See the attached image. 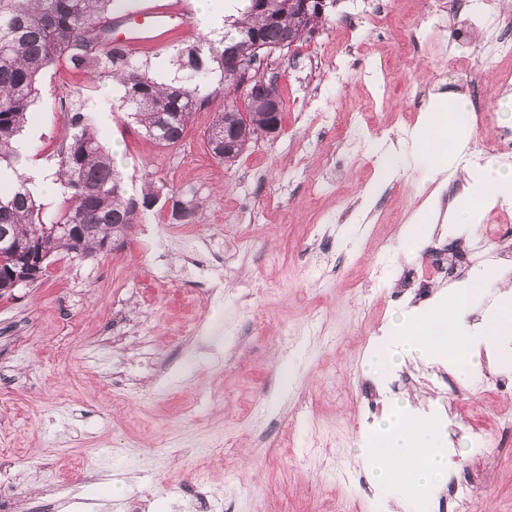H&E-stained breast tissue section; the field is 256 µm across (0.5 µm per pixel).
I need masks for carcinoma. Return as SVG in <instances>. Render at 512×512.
<instances>
[{
  "mask_svg": "<svg viewBox=\"0 0 512 512\" xmlns=\"http://www.w3.org/2000/svg\"><path fill=\"white\" fill-rule=\"evenodd\" d=\"M303 0H235V13L226 19L224 37H203L176 49L180 80L167 83L155 76L147 61L128 55L112 38V15L122 9L121 0H0V182L15 171L17 137L27 122L29 108L39 93L43 72L64 59L74 69L92 67L112 77L121 89L119 107L145 137L161 148L178 145L190 120L204 102L226 97L241 78L224 63L230 49L256 60L283 43L301 42L293 32ZM218 86L200 95V84L214 71ZM230 102L215 113L205 132L212 157L234 162L258 139L269 121V109L261 98L245 101L248 124L235 130V145L224 157V147L214 137L224 135ZM70 137L57 153L56 176L64 188L57 211L46 216L27 186L16 177L10 194L0 195V292L14 288L15 280L30 284L40 279L50 258L67 253L88 256L112 248L146 213L155 208L159 195L189 211L182 217L170 210V223L193 224L199 203L176 190L146 180L138 195H130L99 141L91 115L79 107L67 111ZM60 227L52 232L54 227Z\"/></svg>",
  "mask_w": 512,
  "mask_h": 512,
  "instance_id": "1",
  "label": "carcinoma"
}]
</instances>
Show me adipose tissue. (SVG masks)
<instances>
[{
    "label": "adipose tissue",
    "instance_id": "1",
    "mask_svg": "<svg viewBox=\"0 0 512 512\" xmlns=\"http://www.w3.org/2000/svg\"><path fill=\"white\" fill-rule=\"evenodd\" d=\"M451 116V122L447 123L431 113L422 122L428 166L449 167L464 146L456 137L457 130L468 124L464 101L454 103ZM471 193L473 206L456 210L454 223H475V207L488 196H512V167L488 168L474 173ZM489 286L484 271H475L462 287L449 289L446 303L401 320L388 344L371 354L369 367L380 373L390 369L399 358L434 355L447 358L461 378H468L476 364L462 320L465 311ZM375 431L377 443L364 448L361 457L365 470L377 485L409 497L430 483L447 484L448 452L442 446L438 425L417 420L406 405L398 404L377 423Z\"/></svg>",
    "mask_w": 512,
    "mask_h": 512
}]
</instances>
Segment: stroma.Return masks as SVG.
Instances as JSON below:
<instances>
[{
	"instance_id": "stroma-1",
	"label": "stroma",
	"mask_w": 512,
	"mask_h": 512,
	"mask_svg": "<svg viewBox=\"0 0 512 512\" xmlns=\"http://www.w3.org/2000/svg\"><path fill=\"white\" fill-rule=\"evenodd\" d=\"M153 5L186 18L167 44L131 55L164 61L173 77L174 46L202 32L191 0H131V19ZM367 8L368 0H327L325 21L308 42L264 62L283 101L281 131L231 164L215 160L205 143L220 100L194 112L182 142L163 149L117 118L111 78L64 61L45 71L17 169L31 160L56 164L70 133L64 107L82 105L96 116L128 192L139 193L147 172L167 188L197 191L196 222L177 230L200 248L221 237L226 269L189 263L181 243L168 238L166 213L155 210L122 245L52 257L39 281L0 294V455L18 459L0 470V495L15 512L52 502L60 512H128L139 496L148 497V512H195L192 466L203 451L211 454L206 479L216 512H335L338 497L355 499L359 512H428L439 488L417 500L388 494L359 460L381 411L403 401L429 422L452 409L441 422L449 467L465 462L479 474L480 512H512V432L496 422L512 413V393L476 398L471 380L456 377L453 395L418 383L380 393L374 411L361 395L384 382L365 366L383 343L378 328L447 297V282L406 283L408 269L425 265L431 235L461 249L503 223L492 205L473 224L439 222L431 204L448 174L421 160L420 112L401 100L420 83L435 87L425 111L444 113L468 100L441 88L452 60L486 74L497 124L512 111V91L493 80L500 61L476 58L480 34L467 17L451 21L410 0L406 9L426 40L412 57L396 50L398 27L381 34L366 23L343 26L347 12ZM360 109L367 120L352 151L340 152L336 124ZM390 147L399 151L395 176L362 212L377 157ZM422 211L425 232L405 244ZM379 242L382 259L374 253ZM328 260L334 273H310ZM420 288L429 299L416 300ZM119 308L130 332L114 343ZM339 366L349 371L345 402L328 390ZM304 402L311 416L297 423L292 445L275 448L279 424ZM467 420L485 432L483 455L472 448Z\"/></svg>"
}]
</instances>
